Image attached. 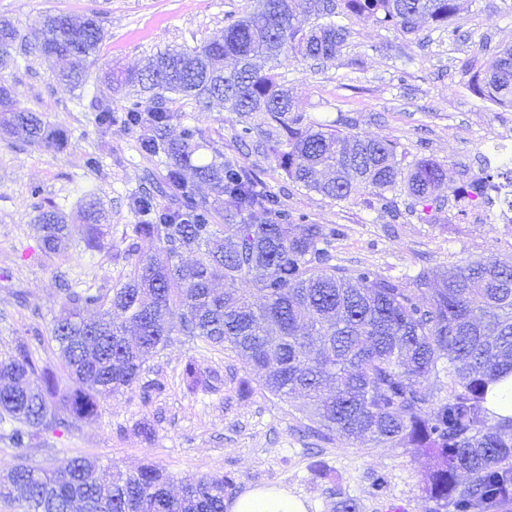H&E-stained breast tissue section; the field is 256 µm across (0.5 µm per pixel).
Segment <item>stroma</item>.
Segmentation results:
<instances>
[{
    "label": "stroma",
    "mask_w": 512,
    "mask_h": 512,
    "mask_svg": "<svg viewBox=\"0 0 512 512\" xmlns=\"http://www.w3.org/2000/svg\"><path fill=\"white\" fill-rule=\"evenodd\" d=\"M256 7L255 0H0V17L12 18L30 36L49 12L81 15L100 9L107 14L99 60L84 88L57 84L54 63L35 55L19 59L4 74L20 106L67 130L68 140L45 148L0 139V359L22 341L41 365L59 369L56 347L45 338L62 313L61 279L77 289L106 291L123 278L122 239L134 221L128 199L140 192L147 174L164 173L159 162L140 152V131L117 124L109 137H99L93 125L99 106L110 105L116 113L123 108L102 79L106 64L138 69L160 49L203 45ZM335 21L351 32L336 65L318 68L302 60L282 68L308 115L326 121L352 117L353 133L398 141L409 162L435 159L456 185L480 175L483 160L497 166L512 159V109L469 88L473 72L502 46L512 45V0H463L454 36L428 23L417 34L405 35L355 16L339 15ZM174 108L216 148L254 169L292 223L308 219L340 225L344 234L333 244L337 265L391 277L412 276L424 267L449 269L486 256L512 265V223L498 220L501 203L472 206L449 196L431 222L409 212L410 200L400 194L395 201L402 216L394 221L370 194L353 202L330 201L285 180L271 160L238 151L233 114L190 101ZM91 154L101 156L102 170L86 166ZM34 185L42 189L40 198L30 195ZM90 194L110 215L104 247L88 249L85 227L75 223L64 254L41 253L36 204L70 215ZM191 358L208 381L194 391L182 376ZM142 378L162 380L165 391L147 401L140 388L126 390L102 401L90 418L57 406L64 427L41 433L21 449L0 425V470L20 460L57 470L84 457L98 461L107 473L153 464L178 485L225 475L237 496L255 486L281 487L305 500L307 512H337L344 496L356 499L360 512H426L429 506L424 487L430 458L338 438L322 443L304 435V399L284 401L268 393L245 358L230 349L179 336L147 359ZM143 422L153 426L152 440L139 434ZM318 464L327 478L315 476ZM373 472L388 481L383 495L371 491Z\"/></svg>",
    "instance_id": "1"
}]
</instances>
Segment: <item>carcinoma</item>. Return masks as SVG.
Listing matches in <instances>:
<instances>
[{
    "mask_svg": "<svg viewBox=\"0 0 512 512\" xmlns=\"http://www.w3.org/2000/svg\"><path fill=\"white\" fill-rule=\"evenodd\" d=\"M257 4V16L228 23L199 47L159 51L142 70L110 65L104 72L112 95L126 100L122 124L144 131L141 151L166 168L154 190L128 203L133 236L157 249L144 254L128 244V271L110 293L63 288L64 315L50 336L69 380L62 400L82 417L137 383L150 400L165 384L140 382L146 359L184 336L246 357L269 393L303 396L305 428L319 440L368 439L432 458L427 512H512V416L488 405L489 386L512 376V267L486 257L451 272L430 267L394 278L336 265L339 227L290 223L277 197L259 189L257 174L212 148L204 131L182 124L172 135L182 114L166 107L189 100L235 114L242 146L271 157L288 180L325 199L348 202L368 190L396 220L400 212L387 194L402 188L411 211L432 217L443 209L436 195L446 180L443 164L421 158L406 170L398 143L313 120L295 106L277 68L290 57L335 64L350 35L334 21L338 13L412 35L424 22L449 27L460 0ZM104 23L94 11L49 14L32 44L1 17L0 71L34 53L66 61L54 78L81 89ZM472 89L512 108V45L473 73ZM116 122L108 105L94 117L103 138ZM0 139L58 147L64 132L20 107L13 85L1 79ZM504 172L512 186V168ZM504 172L483 170L469 185V200L493 204L488 191L498 189L494 178ZM200 184L211 196L196 193ZM76 218L87 226V246L101 248L108 218L98 199L88 196ZM35 221L43 252L66 248L65 214L50 206ZM185 254L193 261L183 262ZM91 307L97 317L87 319ZM442 374L448 395L437 398L423 383ZM0 379V424L11 426L15 446L65 426L54 411L58 381L36 364L28 344L0 360ZM232 486L226 476H205L174 494L154 465L117 470L107 480L95 462L76 457L56 471L26 463L1 471L0 502L22 512H224Z\"/></svg>",
    "mask_w": 512,
    "mask_h": 512,
    "instance_id": "obj_1",
    "label": "carcinoma"
}]
</instances>
